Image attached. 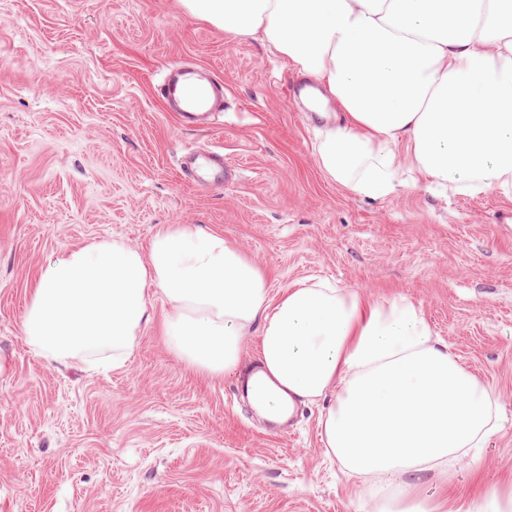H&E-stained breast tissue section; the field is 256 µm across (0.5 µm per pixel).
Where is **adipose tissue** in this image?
Listing matches in <instances>:
<instances>
[{
	"instance_id": "adipose-tissue-1",
	"label": "adipose tissue",
	"mask_w": 512,
	"mask_h": 512,
	"mask_svg": "<svg viewBox=\"0 0 512 512\" xmlns=\"http://www.w3.org/2000/svg\"><path fill=\"white\" fill-rule=\"evenodd\" d=\"M225 32L261 38L314 78L339 113L316 131L320 169L372 199L399 185L396 150L442 191H512V0H181ZM170 349L199 372L234 371L260 323L279 397L329 399L326 452L373 478L377 512H433L408 477L481 447L499 405L421 311L319 281L272 297L265 272L223 235L168 224L139 251L109 239L53 256L22 332L66 365L123 363L153 299Z\"/></svg>"
}]
</instances>
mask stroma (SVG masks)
<instances>
[{"label": "stroma", "instance_id": "35a3bbf8", "mask_svg": "<svg viewBox=\"0 0 512 512\" xmlns=\"http://www.w3.org/2000/svg\"><path fill=\"white\" fill-rule=\"evenodd\" d=\"M183 60L223 78L215 124L180 125L155 93ZM294 74L180 0H0V512H371V480L326 454L323 403L276 434L237 396L257 334L218 379L170 350L158 299L119 367L27 346L25 305L54 254L111 238L142 248L166 224L223 234L275 297L314 277L416 304L500 407L485 446L423 473L417 493L457 512L474 471L512 489V226L497 221L512 194L439 195L402 148L404 185L354 195L317 165L320 118L278 81ZM186 144L223 151L233 176L189 182Z\"/></svg>", "mask_w": 512, "mask_h": 512}]
</instances>
